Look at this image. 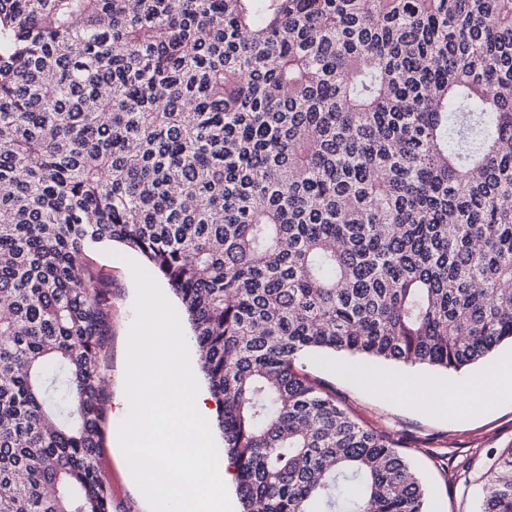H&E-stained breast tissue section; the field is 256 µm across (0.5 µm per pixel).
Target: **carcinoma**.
Here are the masks:
<instances>
[{
  "instance_id": "1",
  "label": "carcinoma",
  "mask_w": 512,
  "mask_h": 512,
  "mask_svg": "<svg viewBox=\"0 0 512 512\" xmlns=\"http://www.w3.org/2000/svg\"><path fill=\"white\" fill-rule=\"evenodd\" d=\"M136 2L0 0V512H112L114 242L188 315L242 512H428L302 358L512 344V0Z\"/></svg>"
}]
</instances>
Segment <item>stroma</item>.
Returning <instances> with one entry per match:
<instances>
[{"mask_svg": "<svg viewBox=\"0 0 512 512\" xmlns=\"http://www.w3.org/2000/svg\"><path fill=\"white\" fill-rule=\"evenodd\" d=\"M125 246H101L94 262L112 282V330L106 338V389L112 399L124 395L126 338L134 318L135 287L122 256ZM512 355V344H501L485 361L464 370L404 368L373 362L349 373L334 365L305 358L307 371L335 391L338 399L367 425L395 435L411 466L423 477L430 492L429 512H477L488 458L512 448V403L469 415H439L420 409L404 392L412 384L433 386L461 383L491 370ZM118 428L109 420L98 466L112 493V512H151L139 489L130 480L127 463L111 437Z\"/></svg>", "mask_w": 512, "mask_h": 512, "instance_id": "stroma-1", "label": "stroma"}]
</instances>
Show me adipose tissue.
<instances>
[{"mask_svg":"<svg viewBox=\"0 0 512 512\" xmlns=\"http://www.w3.org/2000/svg\"><path fill=\"white\" fill-rule=\"evenodd\" d=\"M412 399L421 406L437 410H464L488 398L512 399V361L503 362L464 388H442L428 391L412 389Z\"/></svg>","mask_w":512,"mask_h":512,"instance_id":"ef3b65f1","label":"adipose tissue"}]
</instances>
